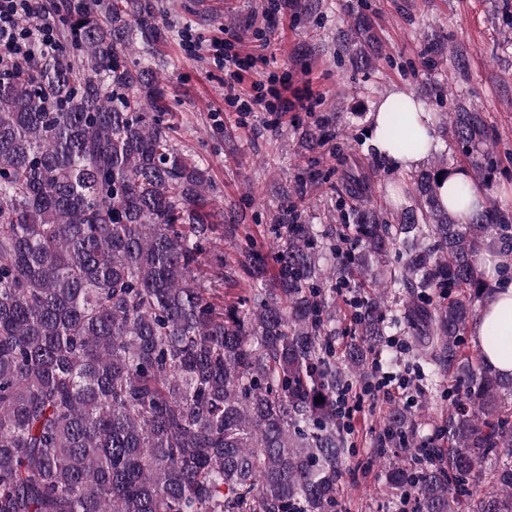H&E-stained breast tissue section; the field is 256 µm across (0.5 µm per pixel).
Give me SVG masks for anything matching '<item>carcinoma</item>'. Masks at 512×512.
<instances>
[{
	"label": "carcinoma",
	"instance_id": "carcinoma-1",
	"mask_svg": "<svg viewBox=\"0 0 512 512\" xmlns=\"http://www.w3.org/2000/svg\"><path fill=\"white\" fill-rule=\"evenodd\" d=\"M56 23L53 58L0 72V512H339L345 397L400 327L420 394L464 392L426 435L388 409V487L416 512H512V373L465 339L489 292L477 253L512 222L496 200L459 224L421 170L394 223L275 224L270 261L247 229L233 261H203L208 168L175 146L161 74L130 60L134 36L165 41L151 0H65ZM343 41L375 66L365 17ZM417 104L388 108L401 152L422 147L395 132ZM444 123L487 179L483 113ZM353 283L338 360L334 294Z\"/></svg>",
	"mask_w": 512,
	"mask_h": 512
}]
</instances>
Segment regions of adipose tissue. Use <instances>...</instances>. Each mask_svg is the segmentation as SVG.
Here are the masks:
<instances>
[{
	"mask_svg": "<svg viewBox=\"0 0 512 512\" xmlns=\"http://www.w3.org/2000/svg\"><path fill=\"white\" fill-rule=\"evenodd\" d=\"M387 120L386 105H379L373 127L375 133L372 141L378 153L386 158L389 164L397 171L408 173L415 170L429 156L434 144V129L431 125L433 115L428 110H421L419 115L411 116L408 125L413 137L421 140L422 149L408 154L397 152L391 144L386 142L380 132ZM465 187L467 197L465 201L455 198L456 187ZM440 198L460 223H468L479 211L483 202L480 192L471 184L467 173L461 170L446 171L442 174L440 183ZM498 252L494 259L499 270L494 275L493 286L483 309L484 316L472 330L475 346L484 351L489 362L499 371L512 372V354L491 348L486 342V329L489 323H496L502 335L512 337V245L500 242L496 245Z\"/></svg>",
	"mask_w": 512,
	"mask_h": 512,
	"instance_id": "obj_1",
	"label": "adipose tissue"
}]
</instances>
